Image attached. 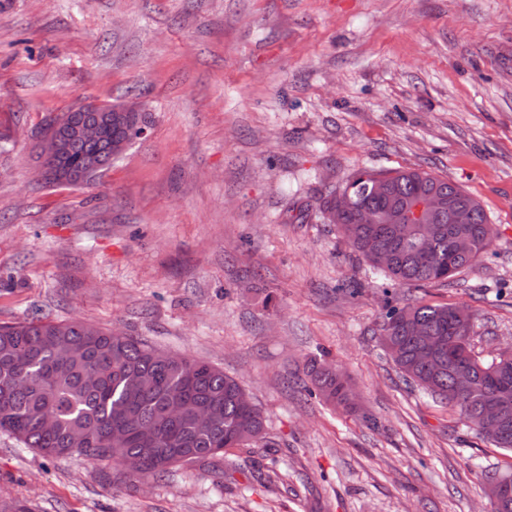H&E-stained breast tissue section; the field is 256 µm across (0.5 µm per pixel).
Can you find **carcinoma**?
I'll use <instances>...</instances> for the list:
<instances>
[{"label": "carcinoma", "instance_id": "1", "mask_svg": "<svg viewBox=\"0 0 512 512\" xmlns=\"http://www.w3.org/2000/svg\"><path fill=\"white\" fill-rule=\"evenodd\" d=\"M139 116L103 112L99 139L53 135L42 139L41 153L68 174L66 184L78 186L85 173H96L115 157L125 140L140 137ZM352 173L340 190L328 191L318 205L320 216L336 209L338 192L363 188ZM392 197L400 203L416 193L454 192L472 204L473 223L457 224L454 232L476 239L469 256L451 254L448 217L418 249L394 239L387 224H356L348 214L336 215V226L351 248L377 273L410 286L450 280L473 265L493 246L496 230L482 204L458 185L427 172L395 169ZM376 237L395 255L382 268L363 249ZM472 319L464 307L448 304H403L393 297L382 306L381 344L398 348L392 360L410 385L473 419L488 404L503 406L505 429L476 435L497 448L512 450V360L475 355L471 336L455 329L457 317ZM423 324L441 346L427 359L403 326L404 317ZM189 358L162 352L120 332L105 331L83 321L31 320L0 325V432L46 458H79L95 465L124 464V478L139 482L169 468L224 456L229 450L265 435V419L243 386L224 371L196 361L194 379L184 378ZM309 395L346 411L356 397L339 370L315 358L308 362Z\"/></svg>", "mask_w": 512, "mask_h": 512}]
</instances>
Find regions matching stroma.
Masks as SVG:
<instances>
[{
	"label": "stroma",
	"instance_id": "obj_1",
	"mask_svg": "<svg viewBox=\"0 0 512 512\" xmlns=\"http://www.w3.org/2000/svg\"><path fill=\"white\" fill-rule=\"evenodd\" d=\"M150 113L83 188L35 174L44 120ZM0 324L82 320L238 379L266 439L131 486L0 432V499L33 512H491L512 453L403 384L383 290L512 343V0H0ZM418 168L483 205L492 250L389 287L316 208L358 170ZM307 207L304 221L289 209ZM358 282L359 296L345 285ZM338 366L354 414L308 396ZM280 478L268 481V469Z\"/></svg>",
	"mask_w": 512,
	"mask_h": 512
}]
</instances>
